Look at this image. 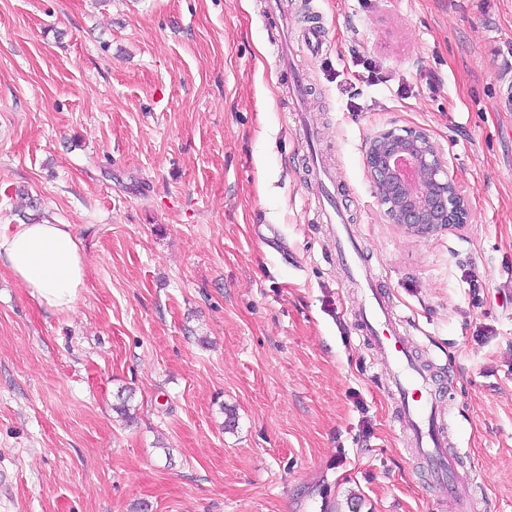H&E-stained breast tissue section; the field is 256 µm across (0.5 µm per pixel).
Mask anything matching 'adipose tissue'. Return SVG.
<instances>
[{"mask_svg":"<svg viewBox=\"0 0 512 512\" xmlns=\"http://www.w3.org/2000/svg\"><path fill=\"white\" fill-rule=\"evenodd\" d=\"M0 264L47 311L74 310L85 284V261L67 224H18L0 235Z\"/></svg>","mask_w":512,"mask_h":512,"instance_id":"adipose-tissue-1","label":"adipose tissue"}]
</instances>
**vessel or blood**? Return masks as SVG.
Returning a JSON list of instances; mask_svg holds the SVG:
<instances>
[{
  "instance_id": "1",
  "label": "vessel or blood",
  "mask_w": 512,
  "mask_h": 512,
  "mask_svg": "<svg viewBox=\"0 0 512 512\" xmlns=\"http://www.w3.org/2000/svg\"><path fill=\"white\" fill-rule=\"evenodd\" d=\"M333 206L321 209V219L344 258V270L360 299L354 319L368 343L380 356L396 401V418L415 456L437 481L451 485V503L456 512H474L473 470L463 468L448 441L447 415L439 404L432 365L418 354L407 335L406 320L380 286L382 271L374 267L355 243L352 225L336 221Z\"/></svg>"
}]
</instances>
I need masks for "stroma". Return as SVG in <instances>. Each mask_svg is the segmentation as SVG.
Returning a JSON list of instances; mask_svg holds the SVG:
<instances>
[{
    "label": "stroma",
    "instance_id": "obj_1",
    "mask_svg": "<svg viewBox=\"0 0 512 512\" xmlns=\"http://www.w3.org/2000/svg\"><path fill=\"white\" fill-rule=\"evenodd\" d=\"M314 22L322 52L279 68L281 26ZM510 83L512 0H0V233L71 225L87 263L70 314L0 267V512H449L355 328L318 166L512 512ZM385 128L430 134L469 223H389Z\"/></svg>",
    "mask_w": 512,
    "mask_h": 512
}]
</instances>
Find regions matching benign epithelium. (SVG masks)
<instances>
[{
	"label": "benign epithelium",
	"instance_id": "benign-epithelium-1",
	"mask_svg": "<svg viewBox=\"0 0 512 512\" xmlns=\"http://www.w3.org/2000/svg\"><path fill=\"white\" fill-rule=\"evenodd\" d=\"M366 165L384 214L392 224L421 232L444 211V223L469 213L468 201L443 155L424 130H380L369 141Z\"/></svg>",
	"mask_w": 512,
	"mask_h": 512
}]
</instances>
